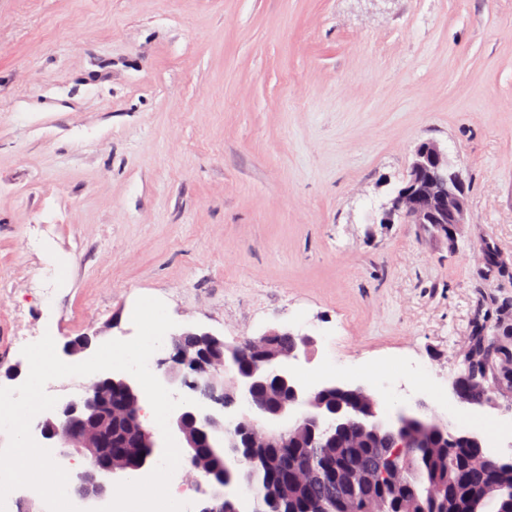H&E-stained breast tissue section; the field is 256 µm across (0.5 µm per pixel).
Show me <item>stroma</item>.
<instances>
[{
    "mask_svg": "<svg viewBox=\"0 0 512 512\" xmlns=\"http://www.w3.org/2000/svg\"><path fill=\"white\" fill-rule=\"evenodd\" d=\"M465 181L455 243L382 223L416 147ZM499 256L489 266L479 247ZM232 343L317 340L447 393L512 313V0H0V369L15 335L128 340L135 301Z\"/></svg>",
    "mask_w": 512,
    "mask_h": 512,
    "instance_id": "obj_1",
    "label": "stroma"
}]
</instances>
